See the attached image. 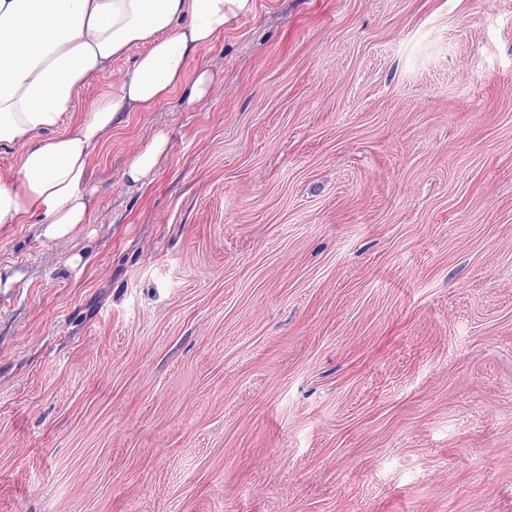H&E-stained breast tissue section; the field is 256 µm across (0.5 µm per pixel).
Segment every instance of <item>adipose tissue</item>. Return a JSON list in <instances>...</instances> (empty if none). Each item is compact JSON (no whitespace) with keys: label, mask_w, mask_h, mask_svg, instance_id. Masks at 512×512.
Masks as SVG:
<instances>
[{"label":"adipose tissue","mask_w":512,"mask_h":512,"mask_svg":"<svg viewBox=\"0 0 512 512\" xmlns=\"http://www.w3.org/2000/svg\"><path fill=\"white\" fill-rule=\"evenodd\" d=\"M252 0H0V147L21 146L0 179V226L37 224L67 238L88 220L91 158L113 127L182 91L195 105L214 77L196 65ZM139 54L124 81L77 122L81 88Z\"/></svg>","instance_id":"1"}]
</instances>
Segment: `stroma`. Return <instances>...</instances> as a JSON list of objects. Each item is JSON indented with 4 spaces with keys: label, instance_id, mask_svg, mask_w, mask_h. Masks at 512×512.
Returning <instances> with one entry per match:
<instances>
[{
    "label": "stroma",
    "instance_id": "35a3bbf8",
    "mask_svg": "<svg viewBox=\"0 0 512 512\" xmlns=\"http://www.w3.org/2000/svg\"><path fill=\"white\" fill-rule=\"evenodd\" d=\"M199 62L88 223L0 226V512H512V0H254ZM167 144L168 141L164 134L155 135L151 144L131 160L125 176L135 183L148 177L166 151Z\"/></svg>",
    "mask_w": 512,
    "mask_h": 512
}]
</instances>
